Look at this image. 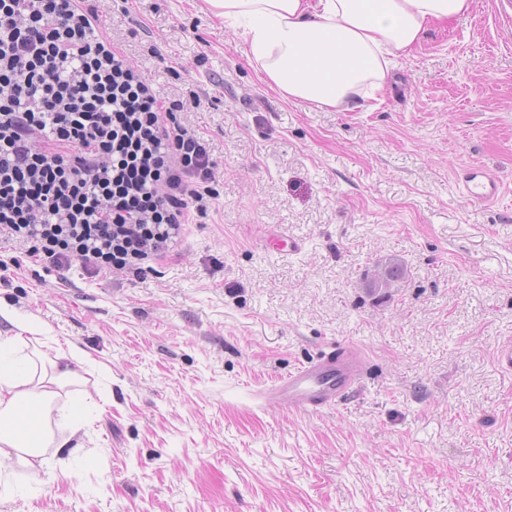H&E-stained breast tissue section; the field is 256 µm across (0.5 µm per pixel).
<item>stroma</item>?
Masks as SVG:
<instances>
[{"mask_svg":"<svg viewBox=\"0 0 512 512\" xmlns=\"http://www.w3.org/2000/svg\"><path fill=\"white\" fill-rule=\"evenodd\" d=\"M112 33L211 145L216 193L179 245L107 279L59 281L0 244V304L97 369L44 485L0 474V512H512V0H472L351 112L260 81L202 0H112ZM156 42L161 58L147 55ZM481 165L499 198L464 196ZM390 299L366 286L389 258ZM358 387L314 412L264 404L336 344Z\"/></svg>","mask_w":512,"mask_h":512,"instance_id":"35a3bbf8","label":"stroma"}]
</instances>
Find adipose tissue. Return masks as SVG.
<instances>
[{"mask_svg":"<svg viewBox=\"0 0 512 512\" xmlns=\"http://www.w3.org/2000/svg\"><path fill=\"white\" fill-rule=\"evenodd\" d=\"M226 24L243 25L249 58L283 99L349 112L383 92L393 59L420 44L427 29L449 22L471 0H206ZM0 461L26 462L33 481L56 446L55 428H84V406L58 408L62 390L95 364L75 348L48 352L46 328L0 306Z\"/></svg>","mask_w":512,"mask_h":512,"instance_id":"obj_1","label":"adipose tissue"}]
</instances>
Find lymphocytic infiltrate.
<instances>
[{"label":"lymphocytic infiltrate","mask_w":512,"mask_h":512,"mask_svg":"<svg viewBox=\"0 0 512 512\" xmlns=\"http://www.w3.org/2000/svg\"><path fill=\"white\" fill-rule=\"evenodd\" d=\"M106 0H0V241L57 274L166 253L215 179L207 141L129 67Z\"/></svg>","instance_id":"obj_1"}]
</instances>
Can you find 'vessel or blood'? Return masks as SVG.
I'll return each instance as SVG.
<instances>
[{
    "instance_id": "b4317fda",
    "label": "vessel or blood",
    "mask_w": 512,
    "mask_h": 512,
    "mask_svg": "<svg viewBox=\"0 0 512 512\" xmlns=\"http://www.w3.org/2000/svg\"><path fill=\"white\" fill-rule=\"evenodd\" d=\"M467 197L487 202L499 197L501 183L486 168L473 166L461 178ZM364 359L354 346H341L339 353H324L276 379L268 388L269 400L287 402L294 410L315 411L334 406L350 395L361 378Z\"/></svg>"
}]
</instances>
